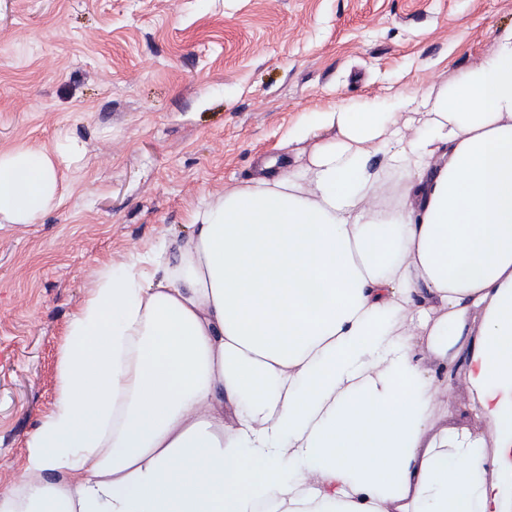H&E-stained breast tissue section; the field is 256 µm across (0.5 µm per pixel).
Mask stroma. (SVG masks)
Masks as SVG:
<instances>
[{
	"label": "stroma",
	"mask_w": 512,
	"mask_h": 512,
	"mask_svg": "<svg viewBox=\"0 0 512 512\" xmlns=\"http://www.w3.org/2000/svg\"><path fill=\"white\" fill-rule=\"evenodd\" d=\"M512 0H0V150L86 149L64 198L0 224V490L57 399L65 331L106 263L190 232L264 162L304 164L316 112H394L458 80Z\"/></svg>",
	"instance_id": "stroma-1"
}]
</instances>
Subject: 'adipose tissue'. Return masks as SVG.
I'll return each instance as SVG.
<instances>
[{
    "instance_id": "adipose-tissue-1",
    "label": "adipose tissue",
    "mask_w": 512,
    "mask_h": 512,
    "mask_svg": "<svg viewBox=\"0 0 512 512\" xmlns=\"http://www.w3.org/2000/svg\"><path fill=\"white\" fill-rule=\"evenodd\" d=\"M399 106L104 268L0 512H512V27ZM83 156L0 151V224Z\"/></svg>"
}]
</instances>
